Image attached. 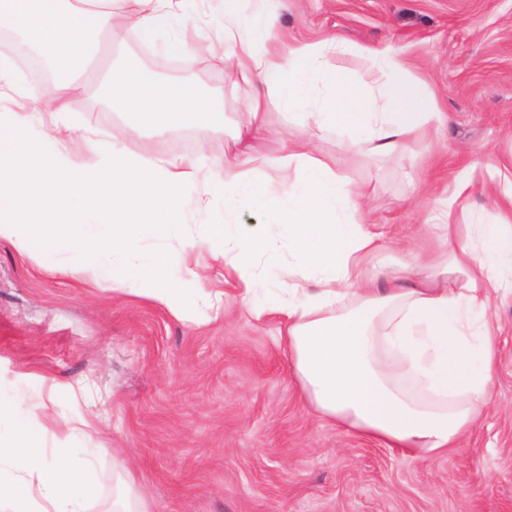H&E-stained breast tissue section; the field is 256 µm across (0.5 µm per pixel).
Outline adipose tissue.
<instances>
[{
	"label": "adipose tissue",
	"mask_w": 512,
	"mask_h": 512,
	"mask_svg": "<svg viewBox=\"0 0 512 512\" xmlns=\"http://www.w3.org/2000/svg\"><path fill=\"white\" fill-rule=\"evenodd\" d=\"M112 0H0V24L57 69L49 95L30 96L0 57V88L25 97L22 112L0 113V239L28 255L73 253L65 273L113 292L152 299L181 321L192 315L178 287L166 281V257L142 260L141 237L178 239L184 253L199 241L184 229L181 201L221 190L225 212L260 211L266 223L283 227L293 250L296 282L284 297L256 305V259L274 241L256 232L214 242L232 275L231 287L254 317L275 314L285 324L293 373L302 398L336 427L386 447L437 458L458 447L489 404L497 361L491 292H512V221L457 224L452 215L461 189L436 200L424 225L443 241L429 253L408 251L391 260L389 244L375 230L365 206L368 194L343 175L341 159L323 154L317 132L354 136L361 156L389 157L445 121L432 100L421 98L420 81L400 54L357 47L336 37L316 44L291 43L263 30L257 49L241 21L238 0H224V46L234 59L231 80L253 86L244 129L255 140L268 130L272 111L300 110L305 122L284 155L252 151L224 160L203 174L196 159L144 161L111 139L92 164L76 162L73 140L93 144L91 127L75 128L62 105L74 91V75L92 55L88 31L109 26L111 40L124 30L110 27ZM128 27L147 43L189 54L197 43L174 33L175 0H135ZM127 27V28H128ZM358 56L366 82L328 62L329 55ZM114 108L133 114L150 130L189 123H217L222 113L209 95L183 84L160 83L129 67L104 80ZM288 187L280 195L275 185ZM115 252L109 267L103 253ZM316 282L305 288V280ZM89 459L70 461L46 454L40 434L15 422L0 438V497L9 512H85L78 489Z\"/></svg>",
	"instance_id": "adipose-tissue-1"
}]
</instances>
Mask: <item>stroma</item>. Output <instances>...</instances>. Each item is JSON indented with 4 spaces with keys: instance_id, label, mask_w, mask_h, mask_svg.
I'll list each match as a JSON object with an SVG mask.
<instances>
[{
    "instance_id": "35a3bbf8",
    "label": "stroma",
    "mask_w": 512,
    "mask_h": 512,
    "mask_svg": "<svg viewBox=\"0 0 512 512\" xmlns=\"http://www.w3.org/2000/svg\"><path fill=\"white\" fill-rule=\"evenodd\" d=\"M238 11L245 21L272 18L292 42L336 36L391 47L447 113L436 143L414 140L404 155L374 163L354 159L351 140L317 134L319 149L345 159L350 182L369 187L371 214L390 241L416 234L466 169L471 222H500L486 187L512 159V0H240ZM178 13L211 43L205 56L185 61L155 45L114 43L100 29V64L120 60L189 83L211 96L220 124L146 131L106 111L93 81L67 100V117L104 141L121 132L138 157L201 156L212 166L242 150L251 89L227 80L232 62L215 49L224 0H181ZM182 212L203 238L221 224L259 221L219 201H189ZM197 258L207 270L185 295L198 317L190 324L149 299L73 280L61 256L30 257L0 239V397L48 453L118 448L136 478L125 486L111 457H94L87 512H112L123 494L145 495L151 512H512V295H490L499 361L480 425L447 456L419 459L344 433L305 404L280 319L253 318L225 286L223 263L204 247ZM217 290L220 314L205 305Z\"/></svg>"
}]
</instances>
